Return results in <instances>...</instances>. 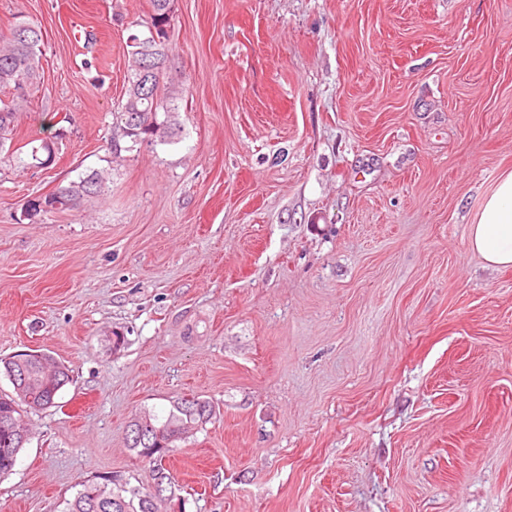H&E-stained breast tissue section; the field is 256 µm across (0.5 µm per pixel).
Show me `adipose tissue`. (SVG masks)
<instances>
[{
    "instance_id": "ef3b65f1",
    "label": "adipose tissue",
    "mask_w": 512,
    "mask_h": 512,
    "mask_svg": "<svg viewBox=\"0 0 512 512\" xmlns=\"http://www.w3.org/2000/svg\"><path fill=\"white\" fill-rule=\"evenodd\" d=\"M468 245L487 266L512 267V171L500 175L469 227Z\"/></svg>"
}]
</instances>
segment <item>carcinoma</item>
I'll return each instance as SVG.
<instances>
[{
  "instance_id": "1",
  "label": "carcinoma",
  "mask_w": 512,
  "mask_h": 512,
  "mask_svg": "<svg viewBox=\"0 0 512 512\" xmlns=\"http://www.w3.org/2000/svg\"><path fill=\"white\" fill-rule=\"evenodd\" d=\"M173 0H151L152 13L145 28H155L158 40L143 42L142 33L128 36V68L124 99L112 112V125L120 132V139L112 141V154L131 152L145 142H174L180 130L177 116L178 100L182 91L168 79L169 30L173 20ZM39 28L28 22H18L9 34L0 35V90H12V99L0 100V160L2 153L19 163L20 156L6 148L12 140L17 113L27 103L37 82ZM55 159V142L44 140L31 150L32 165L49 167ZM104 177L93 170L78 180L61 185L49 196H38L23 207V217L32 221L48 212L74 209L81 202L101 191ZM0 375L12 381L13 392L0 394V476L10 473L18 455L25 447L22 436L8 431L5 422L21 419L28 410H42L56 404L61 390L72 380L71 371L51 355L44 359L17 354L0 359ZM215 415L212 403L198 396H181L173 401L171 409L162 417L151 413L138 416L156 429L174 433L186 439L194 430L209 422ZM155 435L151 431L139 434L138 424L129 425V447L148 463L146 482L133 485L118 475L99 474L82 484L68 502L67 512H168V495L177 485L162 461L146 457L145 450L153 447Z\"/></svg>"
}]
</instances>
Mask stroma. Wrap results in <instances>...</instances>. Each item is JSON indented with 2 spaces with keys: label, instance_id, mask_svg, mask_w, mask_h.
<instances>
[{
  "label": "stroma",
  "instance_id": "stroma-1",
  "mask_svg": "<svg viewBox=\"0 0 512 512\" xmlns=\"http://www.w3.org/2000/svg\"><path fill=\"white\" fill-rule=\"evenodd\" d=\"M150 13L0 0L43 35L12 145L58 147L0 162V358L73 371L0 512L145 478L128 425L187 394L217 415L166 459L186 512H512V268L468 247L512 169V0H173L178 140L116 159ZM103 183V175L95 170L81 175L77 181H70L67 185L59 186L50 197H35L34 199L38 202L28 200L22 210L23 217L33 221L55 210L77 208L85 198L98 194ZM42 205L49 209L43 208Z\"/></svg>",
  "mask_w": 512,
  "mask_h": 512
}]
</instances>
